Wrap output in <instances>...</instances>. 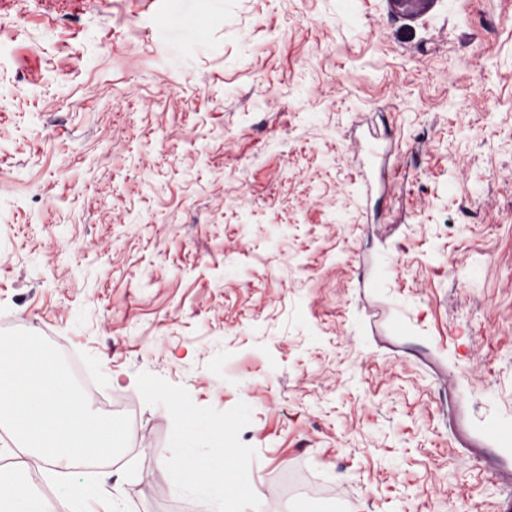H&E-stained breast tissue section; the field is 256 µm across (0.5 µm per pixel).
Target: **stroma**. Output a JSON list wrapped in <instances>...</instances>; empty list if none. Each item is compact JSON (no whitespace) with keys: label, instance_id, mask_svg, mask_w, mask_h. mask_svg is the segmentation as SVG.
Here are the masks:
<instances>
[{"label":"stroma","instance_id":"35a3bbf8","mask_svg":"<svg viewBox=\"0 0 512 512\" xmlns=\"http://www.w3.org/2000/svg\"><path fill=\"white\" fill-rule=\"evenodd\" d=\"M127 452L73 512L512 503V0H0V330ZM236 468L233 458L224 453L216 461H212L188 452L177 466V472L184 481L205 486L212 480L222 479V473H233Z\"/></svg>","mask_w":512,"mask_h":512}]
</instances>
